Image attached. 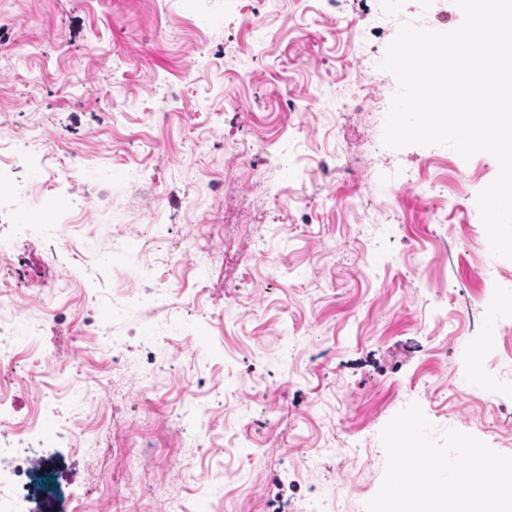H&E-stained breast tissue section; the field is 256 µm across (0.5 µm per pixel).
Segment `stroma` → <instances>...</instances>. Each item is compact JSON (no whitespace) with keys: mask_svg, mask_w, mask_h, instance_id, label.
I'll return each instance as SVG.
<instances>
[{"mask_svg":"<svg viewBox=\"0 0 512 512\" xmlns=\"http://www.w3.org/2000/svg\"><path fill=\"white\" fill-rule=\"evenodd\" d=\"M394 5L388 24L379 0H0V140L25 143L15 175L33 185L1 183L0 218L39 227L0 255V316L41 325L0 383L24 423L81 366L97 441L77 460L44 416L55 486L22 489L25 512H71L74 497L84 512H301L314 499L366 512L386 468L380 432L414 402L433 439L455 429L512 455V260L491 254L464 200L497 161L444 146L368 155L385 112L323 92L346 80L371 98L357 42L382 52L400 24L464 19L454 0ZM260 18L277 38L251 32ZM407 176L419 187L403 193ZM272 186L279 203L255 208ZM60 193L87 208L62 215ZM158 220L154 276L197 304L168 345L161 304L112 306ZM116 233L128 253L110 255ZM53 237L80 247L82 276L46 263ZM202 237L219 258L200 269L188 243ZM112 335L127 338L130 371ZM181 408L207 430L197 447L169 427Z\"/></svg>","mask_w":512,"mask_h":512,"instance_id":"1","label":"stroma"}]
</instances>
